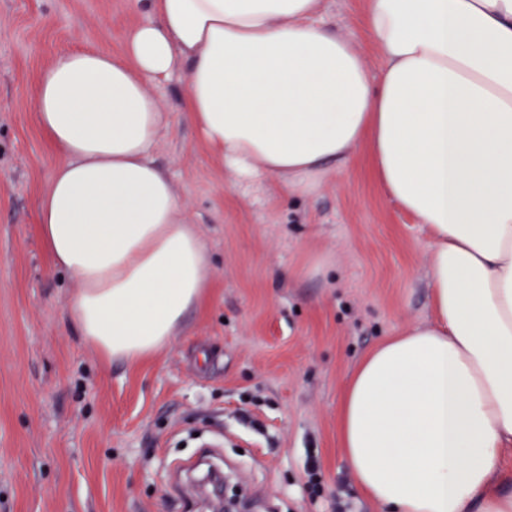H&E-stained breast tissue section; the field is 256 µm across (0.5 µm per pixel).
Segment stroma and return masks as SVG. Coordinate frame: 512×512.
Wrapping results in <instances>:
<instances>
[{
    "instance_id": "stroma-1",
    "label": "stroma",
    "mask_w": 512,
    "mask_h": 512,
    "mask_svg": "<svg viewBox=\"0 0 512 512\" xmlns=\"http://www.w3.org/2000/svg\"><path fill=\"white\" fill-rule=\"evenodd\" d=\"M324 4L378 69L362 0ZM147 19L136 0H0V512H205L189 476L210 466L246 512H378L337 446L336 410L368 351L430 322V240L373 181L365 147L316 196L274 207L180 121L183 75L150 85L171 117L154 158L210 249L212 286L136 363L106 359L66 318L78 284L51 272L38 237L57 153L33 92L61 53L120 54Z\"/></svg>"
}]
</instances>
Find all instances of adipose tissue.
I'll return each mask as SVG.
<instances>
[{
  "label": "adipose tissue",
  "mask_w": 512,
  "mask_h": 512,
  "mask_svg": "<svg viewBox=\"0 0 512 512\" xmlns=\"http://www.w3.org/2000/svg\"><path fill=\"white\" fill-rule=\"evenodd\" d=\"M121 56L55 59L33 110L60 159L39 198L67 315L108 359L179 334L211 257L151 153L150 84L182 73V118L233 175L313 195L367 145L385 193L430 230L434 323L382 341L339 404V446L384 512H512V0H364L372 73L321 0H138Z\"/></svg>",
  "instance_id": "ef3b65f1"
}]
</instances>
